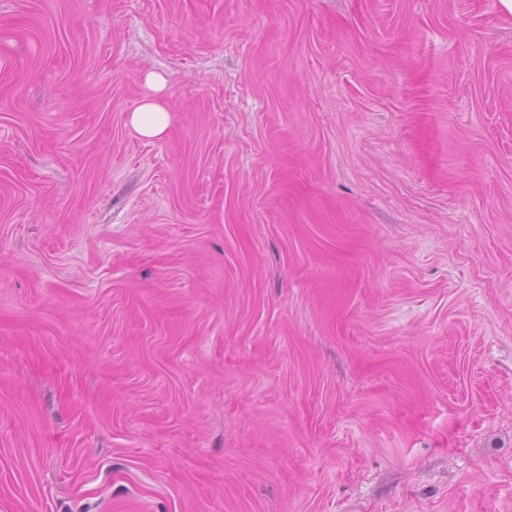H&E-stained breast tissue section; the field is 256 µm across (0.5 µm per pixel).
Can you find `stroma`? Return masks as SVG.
I'll return each mask as SVG.
<instances>
[{"instance_id": "obj_1", "label": "stroma", "mask_w": 512, "mask_h": 512, "mask_svg": "<svg viewBox=\"0 0 512 512\" xmlns=\"http://www.w3.org/2000/svg\"><path fill=\"white\" fill-rule=\"evenodd\" d=\"M0 512H512L499 0H0ZM129 123L140 137L158 138L170 125L168 106L160 96H147L131 112Z\"/></svg>"}]
</instances>
